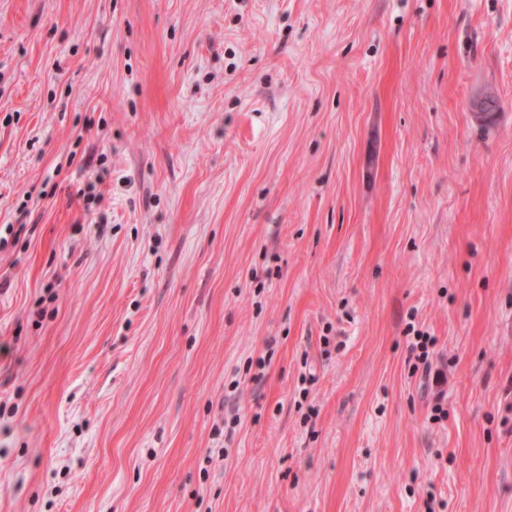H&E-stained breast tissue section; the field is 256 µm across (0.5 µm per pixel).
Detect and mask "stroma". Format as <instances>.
I'll list each match as a JSON object with an SVG mask.
<instances>
[{
	"label": "stroma",
	"mask_w": 512,
	"mask_h": 512,
	"mask_svg": "<svg viewBox=\"0 0 512 512\" xmlns=\"http://www.w3.org/2000/svg\"><path fill=\"white\" fill-rule=\"evenodd\" d=\"M9 225L0 512H512V0H0Z\"/></svg>",
	"instance_id": "obj_1"
}]
</instances>
